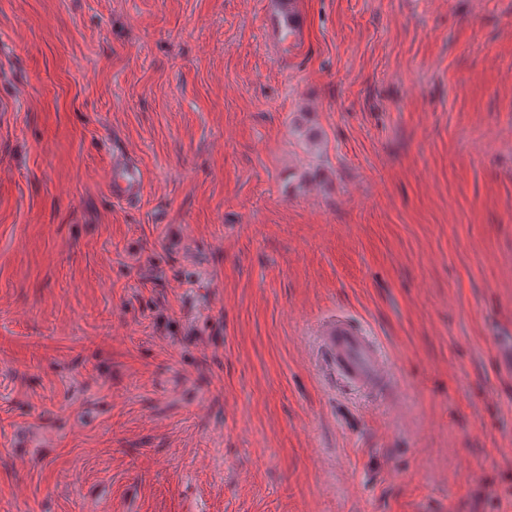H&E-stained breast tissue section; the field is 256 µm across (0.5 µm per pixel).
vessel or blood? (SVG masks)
I'll use <instances>...</instances> for the list:
<instances>
[{
    "instance_id": "1",
    "label": "vessel or blood",
    "mask_w": 512,
    "mask_h": 512,
    "mask_svg": "<svg viewBox=\"0 0 512 512\" xmlns=\"http://www.w3.org/2000/svg\"><path fill=\"white\" fill-rule=\"evenodd\" d=\"M141 187L138 166L127 164L113 169L109 192L113 198L134 197ZM326 345L337 368L352 381L372 385L383 371V359L371 340L343 318H336L325 329Z\"/></svg>"
}]
</instances>
